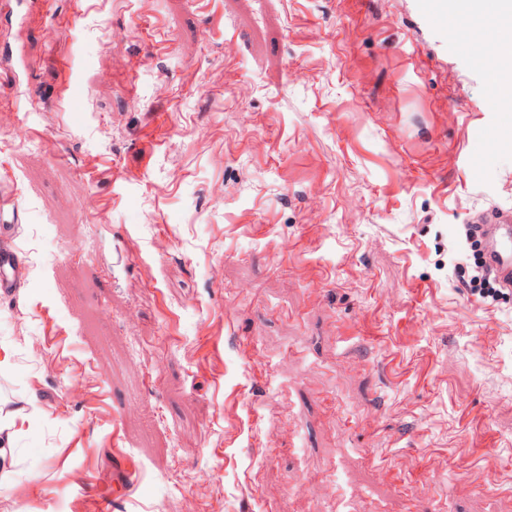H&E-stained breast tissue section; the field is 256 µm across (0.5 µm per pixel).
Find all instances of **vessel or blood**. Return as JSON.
<instances>
[{
	"instance_id": "vessel-or-blood-1",
	"label": "vessel or blood",
	"mask_w": 512,
	"mask_h": 512,
	"mask_svg": "<svg viewBox=\"0 0 512 512\" xmlns=\"http://www.w3.org/2000/svg\"><path fill=\"white\" fill-rule=\"evenodd\" d=\"M416 3L427 24H446L447 0H416ZM23 221L24 211L15 197L12 179H0V297L16 296L28 280V267L16 243ZM476 233L487 269L501 287L511 289L512 214L503 213L496 224L477 225Z\"/></svg>"
}]
</instances>
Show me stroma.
<instances>
[{
	"label": "stroma",
	"mask_w": 512,
	"mask_h": 512,
	"mask_svg": "<svg viewBox=\"0 0 512 512\" xmlns=\"http://www.w3.org/2000/svg\"><path fill=\"white\" fill-rule=\"evenodd\" d=\"M25 2L0 512H512V293L473 295L459 246L512 211V110L469 48L499 14Z\"/></svg>",
	"instance_id": "1"
}]
</instances>
